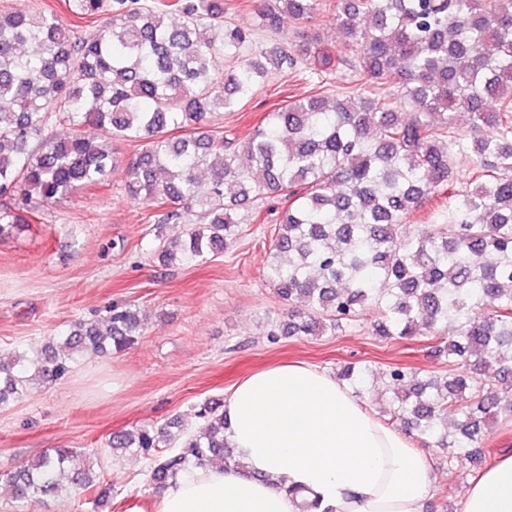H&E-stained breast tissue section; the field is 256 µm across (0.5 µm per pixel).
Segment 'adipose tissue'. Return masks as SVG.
I'll list each match as a JSON object with an SVG mask.
<instances>
[{
	"label": "adipose tissue",
	"mask_w": 512,
	"mask_h": 512,
	"mask_svg": "<svg viewBox=\"0 0 512 512\" xmlns=\"http://www.w3.org/2000/svg\"><path fill=\"white\" fill-rule=\"evenodd\" d=\"M224 415L239 465L192 469L158 512H297L288 486L315 499L316 512H422L433 492L426 450L314 367L250 375L228 394ZM460 512H512V455L478 473Z\"/></svg>",
	"instance_id": "ef3b65f1"
}]
</instances>
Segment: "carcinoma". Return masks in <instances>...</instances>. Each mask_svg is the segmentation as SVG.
Wrapping results in <instances>:
<instances>
[{"instance_id": "obj_1", "label": "carcinoma", "mask_w": 512, "mask_h": 512, "mask_svg": "<svg viewBox=\"0 0 512 512\" xmlns=\"http://www.w3.org/2000/svg\"><path fill=\"white\" fill-rule=\"evenodd\" d=\"M319 0H251L258 27L277 34L288 18L311 21ZM79 19L104 0H68ZM231 0H111L109 25L83 37L43 11L0 10V197L45 206L105 180L112 142H144L126 162L125 190L153 208L154 224H182L161 265L202 261L238 235L241 207L282 200L265 280L288 303L271 336L335 335L373 304L372 334L438 336L456 372L384 375L389 422L453 449L457 465L481 463L479 443L512 416V0H336L345 37L341 65L363 82L318 91L267 113L237 143L212 117L251 98L271 74L306 65L323 81L332 63L317 35L275 40L217 76L213 56L251 33L226 21ZM180 14L168 24V13ZM469 115L467 129L457 114ZM101 131L102 142L87 129ZM180 134L174 135L172 131ZM472 168L463 186L460 164ZM434 196L448 209L417 237L402 227ZM0 207V235L18 228ZM288 254V261L280 255ZM455 332L447 335L448 325ZM143 332L132 305L114 304L96 324L75 322L39 346L0 359V407L34 378L66 374L85 352L121 350ZM371 370L348 363L337 376L355 393ZM203 431L173 417L117 432L102 452L154 456L162 492L192 467L240 466L224 410L200 405ZM90 457L59 448L6 474L18 500L96 486Z\"/></svg>"}]
</instances>
